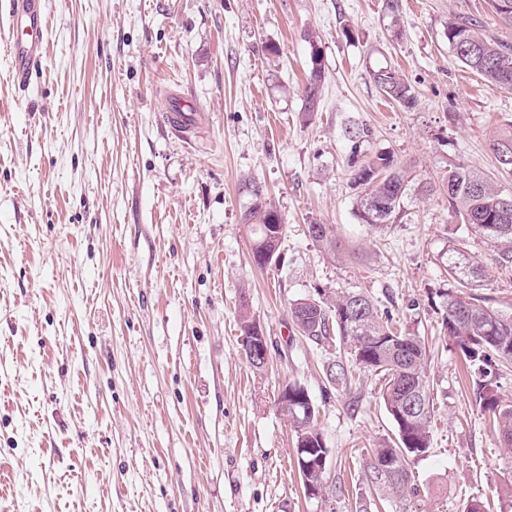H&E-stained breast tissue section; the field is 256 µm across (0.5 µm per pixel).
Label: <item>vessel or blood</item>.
I'll list each match as a JSON object with an SVG mask.
<instances>
[{"label":"vessel or blood","instance_id":"b4317fda","mask_svg":"<svg viewBox=\"0 0 512 512\" xmlns=\"http://www.w3.org/2000/svg\"><path fill=\"white\" fill-rule=\"evenodd\" d=\"M41 0H13L9 13V28L12 37L8 45L11 60V79L17 86H26L31 65L46 53L43 30L47 18L40 6ZM165 118L168 124L182 133H196L203 124V117L197 112H169Z\"/></svg>","mask_w":512,"mask_h":512}]
</instances>
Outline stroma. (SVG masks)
<instances>
[{
  "label": "stroma",
  "mask_w": 512,
  "mask_h": 512,
  "mask_svg": "<svg viewBox=\"0 0 512 512\" xmlns=\"http://www.w3.org/2000/svg\"><path fill=\"white\" fill-rule=\"evenodd\" d=\"M47 52L17 88L0 0V507L5 512H356L372 451L394 440L382 373L326 378L338 346L301 336L288 307L362 290L424 337L433 444L413 461L417 495L382 512H462L512 501L500 444L434 302L453 287L458 225L438 195L402 219L359 222L344 127L421 179L458 162L512 190L489 148L512 91L457 63L449 18L475 16L512 45L486 0H43ZM315 31L326 62L319 109L301 108ZM399 70L407 108L371 81ZM204 112L188 138L171 99ZM285 226L258 267L242 215L249 180ZM332 225V255L308 233ZM476 289L512 313V272L482 239L466 249ZM270 344L241 348L240 303ZM297 382L332 450L329 502L306 497L295 434L277 405Z\"/></svg>",
  "instance_id": "1"
}]
</instances>
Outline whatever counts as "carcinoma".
I'll return each mask as SVG.
<instances>
[{
	"label": "carcinoma",
	"instance_id": "1",
	"mask_svg": "<svg viewBox=\"0 0 512 512\" xmlns=\"http://www.w3.org/2000/svg\"><path fill=\"white\" fill-rule=\"evenodd\" d=\"M445 38L454 59L487 82L512 90V46L490 39L480 32V22L470 17L448 21ZM311 45L310 67L303 90L302 114L310 118L317 111L325 63L315 36L307 34ZM373 83L392 100L405 107L412 106L411 86L398 73L380 68L372 73ZM350 143L349 162L352 168L351 186L356 190V215L362 224L382 226L402 218L404 200L408 196V171L396 165L391 155L377 153L363 157L364 146L373 137L364 125L346 128ZM500 167L511 173L512 122L506 124L489 143ZM420 190L442 196L448 212L469 233H477L494 248L495 262L504 271H512V201L507 192L487 175L461 163H450L436 181H422ZM252 202L243 214V223L253 234L252 253L262 250L278 257L284 233L268 235L266 228L274 223L278 213L267 202L264 190L249 184ZM307 232L315 242L333 243V230L328 224L308 225ZM448 274L457 286L438 295L441 326L454 339L473 379L476 398L483 411L492 414L501 443L512 447V404L492 394L500 377L499 367L512 362V314L500 313L485 304L482 298L467 292L482 275V267L458 247L448 254ZM292 321L300 335L315 341L336 337L346 356L328 363L326 376L338 386L347 385L348 363L354 362L385 376L382 400L397 430L396 441L373 450L367 468L369 490L381 499H399L411 491V461L426 456L432 448V413L426 389L424 371L427 350L420 337L396 332L389 311L379 308L377 301L365 292H347L336 299L308 298L290 308ZM297 442L305 448L303 464L299 465L305 494L324 481L320 455H331L324 445L325 438L317 426L318 407L306 414L298 407L288 415Z\"/></svg>",
	"mask_w": 512,
	"mask_h": 512
}]
</instances>
